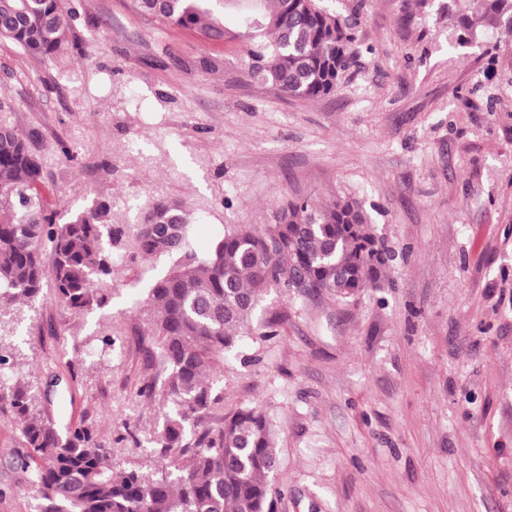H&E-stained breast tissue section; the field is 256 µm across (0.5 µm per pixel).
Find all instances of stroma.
<instances>
[{
	"instance_id": "35a3bbf8",
	"label": "stroma",
	"mask_w": 512,
	"mask_h": 512,
	"mask_svg": "<svg viewBox=\"0 0 512 512\" xmlns=\"http://www.w3.org/2000/svg\"><path fill=\"white\" fill-rule=\"evenodd\" d=\"M63 3V55L0 40V125L32 136L62 215L109 199L133 224L176 200L202 255L287 199L336 195L394 253L350 302L270 295L279 334L241 337L214 369L225 413L270 417L276 512H512V34L462 48L455 16L417 0H328L358 22L355 57L336 94L297 99L248 78L234 16L212 41L135 0ZM168 268L118 267L80 317L46 287L0 319V383L48 392L57 428L90 429L122 468L149 453L125 430L159 421L138 392L165 374L146 295ZM27 452L0 401V512H38Z\"/></svg>"
}]
</instances>
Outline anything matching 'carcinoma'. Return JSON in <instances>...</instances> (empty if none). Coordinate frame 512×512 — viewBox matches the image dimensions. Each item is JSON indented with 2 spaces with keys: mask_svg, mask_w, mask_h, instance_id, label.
Wrapping results in <instances>:
<instances>
[{
  "mask_svg": "<svg viewBox=\"0 0 512 512\" xmlns=\"http://www.w3.org/2000/svg\"><path fill=\"white\" fill-rule=\"evenodd\" d=\"M470 2L459 44L476 45L502 24L512 32V0ZM136 3L212 40L226 39L223 17L234 15L235 37L249 46L248 77L293 98L336 94L356 40L355 23L324 0ZM69 25L61 0H0V38L33 56L63 53ZM31 142L0 126V317L10 304H32L46 286L77 315L103 305L112 289L99 295L95 285L112 275L116 251L129 263L154 256L171 263L147 296L158 310L157 349L169 373L139 391L163 417L154 454L165 466L115 469L112 449L84 427L60 433L18 379L5 398L30 449L40 512H275L283 482L269 418L242 407L212 424L223 398L211 371L241 336L278 335L282 319L260 313L265 297L325 295L347 303L378 282L392 254L362 205L296 197L269 222L232 229L200 256L190 245V214L178 201L149 200L135 224L114 223L104 202L62 220L43 200L42 162Z\"/></svg>",
  "mask_w": 512,
  "mask_h": 512,
  "instance_id": "1",
  "label": "carcinoma"
}]
</instances>
